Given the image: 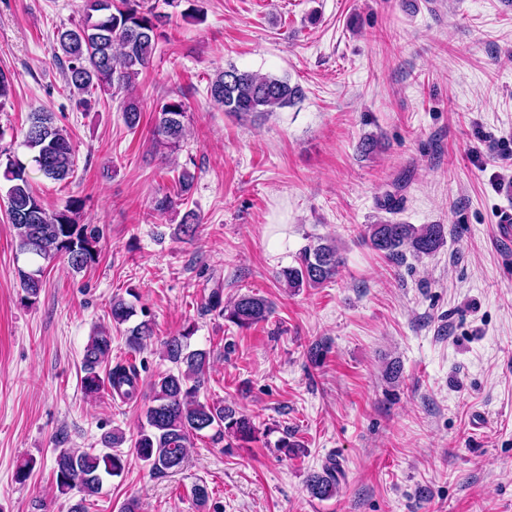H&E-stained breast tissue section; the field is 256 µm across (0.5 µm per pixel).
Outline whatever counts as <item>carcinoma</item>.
<instances>
[{
	"label": "carcinoma",
	"instance_id": "1",
	"mask_svg": "<svg viewBox=\"0 0 512 512\" xmlns=\"http://www.w3.org/2000/svg\"><path fill=\"white\" fill-rule=\"evenodd\" d=\"M170 12L157 10L151 0H85L83 19L73 28L60 30L54 39L55 57L65 67L66 81L80 95L78 106H91L97 92H127L145 70L154 54L161 29L176 14L184 20L201 22L204 11L193 0H163ZM302 88L286 79L262 75L235 66L216 74L208 86L210 101L226 112L249 115L274 112L300 99ZM123 120L130 130L141 121L139 102L128 96L122 103ZM186 103L170 98L155 110V143L177 148L184 137ZM24 145L32 154L35 168L44 177L63 181L74 172L73 146L64 129L54 123L49 112L30 113ZM0 175L9 183L7 214L17 233L19 252L37 263L30 271H19L23 300L33 303L44 290L46 264L61 259L78 272L97 262L99 233L89 224H81L78 215L83 200L72 199L63 210H49L33 189L27 166L16 156L0 150ZM195 176L182 169L176 192L166 193L154 202V211L164 214L191 194ZM366 238L372 248L389 259L400 262L406 253L431 254L445 239L442 224H401L389 220L366 226ZM342 259L336 245L321 239L308 244L298 253L296 264L276 272L286 287L298 291L319 288L335 279ZM207 308L239 328H250L266 321L272 313L271 303L257 294H241L224 302L223 291L211 292ZM142 314L143 320L125 330V342L136 352L154 336V323L145 309L136 311L121 297L109 303L108 315L115 328ZM193 329L168 337L162 343L163 357L173 367L161 372L151 384L150 405L130 448L156 473H166L182 466L191 440L203 432H213L212 439L230 437L241 443L255 439L257 428L251 415L224 402L200 400L209 367V352L190 348ZM112 358V331L99 329L89 336L82 355V388L86 396L95 397L105 388L129 401L139 392V373L133 365L109 367ZM104 449H64L53 465L58 491L77 490L81 498L70 512H86L87 498L99 494L107 477L122 475L127 455L120 451L126 442L122 431L114 429L101 437ZM343 472L336 461L328 460L319 471L310 473L306 486L311 497H333Z\"/></svg>",
	"mask_w": 512,
	"mask_h": 512
}]
</instances>
